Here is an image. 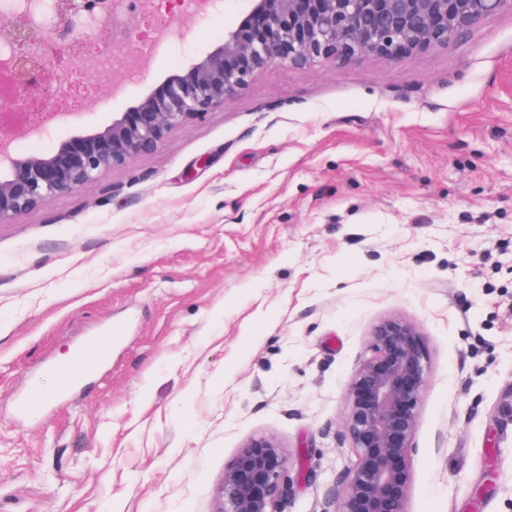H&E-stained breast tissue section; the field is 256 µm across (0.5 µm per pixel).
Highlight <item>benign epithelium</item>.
Returning <instances> with one entry per match:
<instances>
[{"mask_svg": "<svg viewBox=\"0 0 512 512\" xmlns=\"http://www.w3.org/2000/svg\"><path fill=\"white\" fill-rule=\"evenodd\" d=\"M97 0H54V28L31 24L28 7L0 12V223L74 193L102 173L158 149L184 128L242 91L274 67H303L317 60L360 56L389 61L448 46L469 27L512 0H249L247 16L224 34V43L171 76L161 93L145 96L103 128L57 142L44 154L16 155L4 135L22 125L32 134L44 124L11 107L44 94L50 73L84 64L82 34L110 28L96 17ZM374 356L353 372L344 425L357 451L343 475L332 512H405L412 483L411 439L417 405L428 386L426 355L416 323L402 316L370 331ZM287 460L272 437L246 442L224 469L213 512H279Z\"/></svg>", "mask_w": 512, "mask_h": 512, "instance_id": "benign-epithelium-1", "label": "benign epithelium"}]
</instances>
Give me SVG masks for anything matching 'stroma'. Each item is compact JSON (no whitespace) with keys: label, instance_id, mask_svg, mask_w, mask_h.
<instances>
[{"label":"stroma","instance_id":"obj_1","mask_svg":"<svg viewBox=\"0 0 512 512\" xmlns=\"http://www.w3.org/2000/svg\"><path fill=\"white\" fill-rule=\"evenodd\" d=\"M155 0L111 95L48 84L100 128L223 42L248 12ZM418 324L428 387L407 512H512V11L395 62L279 66L154 152L0 223V512H213L250 438L289 461L282 512H327L375 323ZM112 359L45 414L30 383L110 335Z\"/></svg>","mask_w":512,"mask_h":512}]
</instances>
